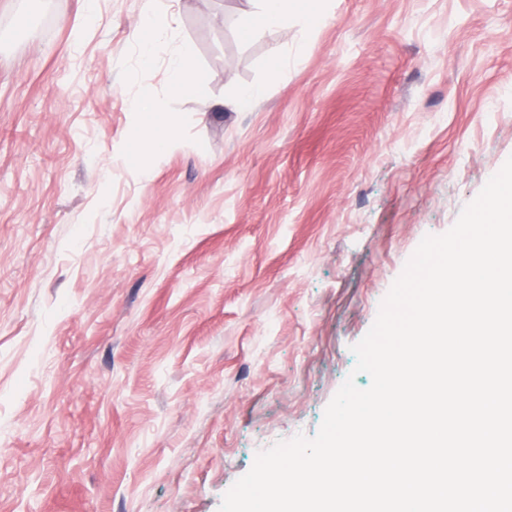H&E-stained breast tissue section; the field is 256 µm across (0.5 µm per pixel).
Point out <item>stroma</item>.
Returning a JSON list of instances; mask_svg holds the SVG:
<instances>
[{"label":"stroma","mask_w":512,"mask_h":512,"mask_svg":"<svg viewBox=\"0 0 512 512\" xmlns=\"http://www.w3.org/2000/svg\"><path fill=\"white\" fill-rule=\"evenodd\" d=\"M155 7L192 95L145 0H0V512H219L512 157V0H324L290 60L252 0ZM144 26L151 32L148 40L138 43V57L141 69L147 72L153 61L164 56L167 62L169 78L173 86L181 94H190L197 82L192 69V54L188 48L173 49L171 47V33L169 26L149 6L144 17Z\"/></svg>","instance_id":"35a3bbf8"}]
</instances>
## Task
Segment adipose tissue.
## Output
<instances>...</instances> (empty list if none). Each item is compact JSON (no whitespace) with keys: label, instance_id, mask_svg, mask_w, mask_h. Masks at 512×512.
<instances>
[{"label":"adipose tissue","instance_id":"obj_1","mask_svg":"<svg viewBox=\"0 0 512 512\" xmlns=\"http://www.w3.org/2000/svg\"><path fill=\"white\" fill-rule=\"evenodd\" d=\"M256 3V11L244 15L238 22V28L243 37L252 36L264 26L287 25L289 17L297 16L303 23V36L298 41L296 50L301 53L308 48L310 36L322 18L321 9L316 0H256ZM143 24L150 31L151 36L138 44V57L142 70H149L157 57H165L173 86L183 94L193 92L197 82L192 69L190 49L172 48L170 29L154 9H147Z\"/></svg>","mask_w":512,"mask_h":512}]
</instances>
